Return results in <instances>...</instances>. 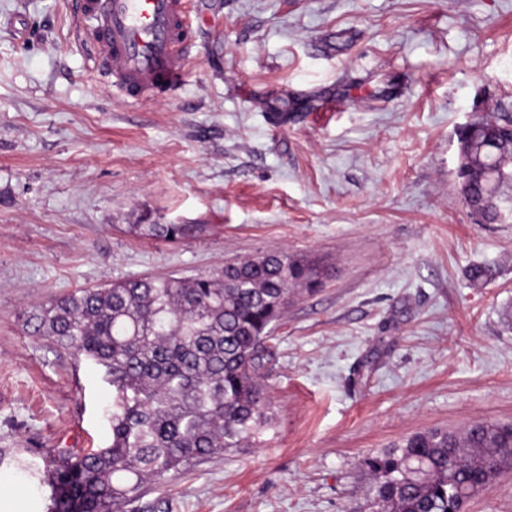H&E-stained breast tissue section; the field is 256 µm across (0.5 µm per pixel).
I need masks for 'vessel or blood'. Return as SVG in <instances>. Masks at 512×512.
<instances>
[{"label": "vessel or blood", "mask_w": 512, "mask_h": 512, "mask_svg": "<svg viewBox=\"0 0 512 512\" xmlns=\"http://www.w3.org/2000/svg\"><path fill=\"white\" fill-rule=\"evenodd\" d=\"M73 21L75 43L124 98L181 90L192 50L188 0H80Z\"/></svg>", "instance_id": "1"}]
</instances>
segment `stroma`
Wrapping results in <instances>:
<instances>
[{"mask_svg": "<svg viewBox=\"0 0 512 512\" xmlns=\"http://www.w3.org/2000/svg\"><path fill=\"white\" fill-rule=\"evenodd\" d=\"M70 13L0 0V450L112 441L111 386L34 334L35 309L283 251L330 276L273 325L265 425L137 512H373L365 458L512 421V223H475L456 176L460 129L512 118V0H191L186 83L137 102ZM131 229L142 236L177 242L192 236L199 226L196 224H135ZM169 235H172V239H169Z\"/></svg>", "mask_w": 512, "mask_h": 512, "instance_id": "stroma-1", "label": "stroma"}]
</instances>
